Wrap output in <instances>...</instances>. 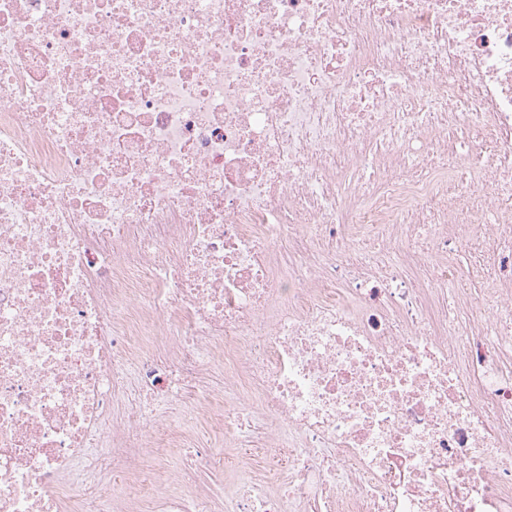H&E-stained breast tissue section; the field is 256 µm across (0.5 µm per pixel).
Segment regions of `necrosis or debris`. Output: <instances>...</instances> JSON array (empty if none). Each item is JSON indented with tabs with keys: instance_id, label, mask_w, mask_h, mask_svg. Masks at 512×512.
Instances as JSON below:
<instances>
[{
	"instance_id": "obj_1",
	"label": "necrosis or debris",
	"mask_w": 512,
	"mask_h": 512,
	"mask_svg": "<svg viewBox=\"0 0 512 512\" xmlns=\"http://www.w3.org/2000/svg\"><path fill=\"white\" fill-rule=\"evenodd\" d=\"M0 512H512V0H0ZM222 448L223 463L216 465L212 473L202 477L203 485L213 488L223 484L224 488L230 487L237 482L242 466L251 467L253 460L262 461L265 458L262 449L255 448L246 455L244 450L235 447L228 439H224Z\"/></svg>"
}]
</instances>
